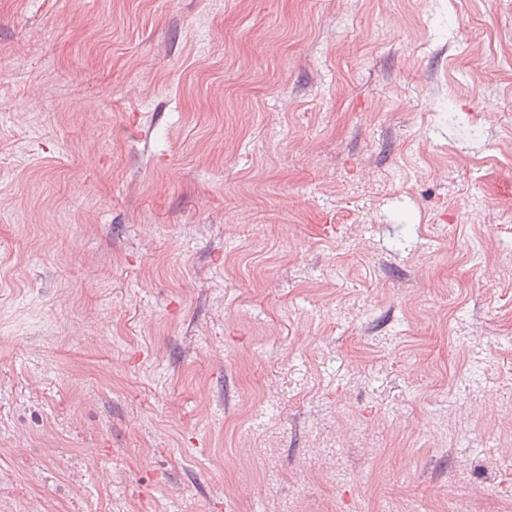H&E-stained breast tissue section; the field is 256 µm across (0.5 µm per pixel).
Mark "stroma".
<instances>
[{
	"instance_id": "obj_1",
	"label": "stroma",
	"mask_w": 512,
	"mask_h": 512,
	"mask_svg": "<svg viewBox=\"0 0 512 512\" xmlns=\"http://www.w3.org/2000/svg\"><path fill=\"white\" fill-rule=\"evenodd\" d=\"M13 54L0 512H512V0H0Z\"/></svg>"
}]
</instances>
